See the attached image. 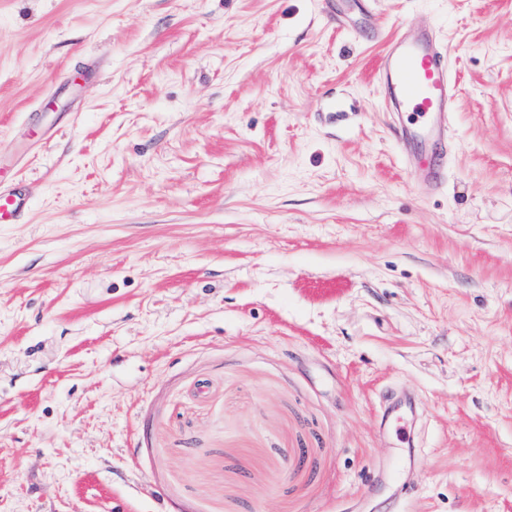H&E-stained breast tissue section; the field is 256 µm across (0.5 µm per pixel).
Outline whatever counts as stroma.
Segmentation results:
<instances>
[{"label":"stroma","mask_w":512,"mask_h":512,"mask_svg":"<svg viewBox=\"0 0 512 512\" xmlns=\"http://www.w3.org/2000/svg\"><path fill=\"white\" fill-rule=\"evenodd\" d=\"M0 180V512H512V0H0ZM390 112L402 117L400 145L417 188L432 191L439 174L416 148L430 152L448 136V116L455 85L448 68V50L427 32L415 37L396 33L387 42L377 69ZM27 206V198L19 189L0 187V222L15 220L26 210Z\"/></svg>","instance_id":"obj_1"}]
</instances>
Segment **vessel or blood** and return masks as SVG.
<instances>
[{"instance_id": "vessel-or-blood-1", "label": "vessel or blood", "mask_w": 512, "mask_h": 512, "mask_svg": "<svg viewBox=\"0 0 512 512\" xmlns=\"http://www.w3.org/2000/svg\"><path fill=\"white\" fill-rule=\"evenodd\" d=\"M389 111L400 117V145L418 189L432 191L439 174L425 152L448 135V116L455 85L448 68V51L428 33L395 34L387 42L377 69ZM16 188H0V222L18 218L27 208Z\"/></svg>"}]
</instances>
